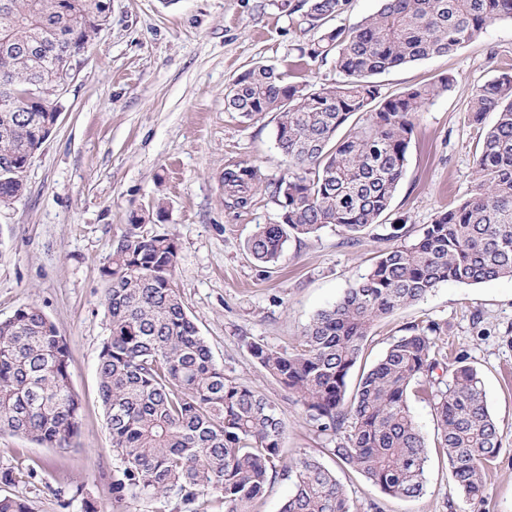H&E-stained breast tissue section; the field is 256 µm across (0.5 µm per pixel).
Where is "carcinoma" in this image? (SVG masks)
Returning a JSON list of instances; mask_svg holds the SVG:
<instances>
[{
  "label": "carcinoma",
  "mask_w": 512,
  "mask_h": 512,
  "mask_svg": "<svg viewBox=\"0 0 512 512\" xmlns=\"http://www.w3.org/2000/svg\"><path fill=\"white\" fill-rule=\"evenodd\" d=\"M303 24L320 36L298 46L312 62L332 57L339 80L316 87L271 66L240 73L225 93L244 121L276 114L275 143L288 173L273 187L278 221L259 224L246 249L274 266L292 238L336 226L349 239L377 223L403 177L412 118L451 75L394 95L377 76L451 54L488 26L512 20V0H381L356 23L330 22L350 0H307ZM111 18V0H0V172L33 158L62 111L63 71L82 56ZM496 113L489 129L487 113ZM468 121L481 131L467 197L448 203L409 243L381 251L373 266L330 308L319 312L290 349L259 343L261 367L330 436L323 453L390 497L421 494L427 438L411 395L431 403L438 447L466 499L482 496L488 467L502 450L477 369L448 354L445 329L411 326L356 384L348 379L374 326L443 282L480 284L512 277V66L476 88ZM260 189L258 171H224V193L246 207ZM22 196L0 175V209ZM142 219L112 250L103 269L110 334L98 357L100 393L112 452L121 461L112 495L174 501L173 512L214 503L252 512L282 477L292 491L280 512H354L347 488L315 456L285 462L284 424L248 384L218 366L174 285L177 243L145 234ZM68 348L50 318L28 305L0 321V432L67 448L77 433L79 399L70 384ZM441 370L448 380L434 377ZM0 512H31L27 500L0 497Z\"/></svg>",
  "instance_id": "1"
}]
</instances>
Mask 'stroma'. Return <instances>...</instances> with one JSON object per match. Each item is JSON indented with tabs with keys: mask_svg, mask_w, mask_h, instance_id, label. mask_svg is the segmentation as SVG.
Wrapping results in <instances>:
<instances>
[{
	"mask_svg": "<svg viewBox=\"0 0 512 512\" xmlns=\"http://www.w3.org/2000/svg\"><path fill=\"white\" fill-rule=\"evenodd\" d=\"M110 22L82 58L64 109L26 171V189L0 210V321L38 306L69 350L71 385L81 400L78 433L67 448L0 432V496L26 499L31 512H164L152 499L115 502L112 451L99 393L97 361L109 335L102 275L132 217L144 233L178 246L174 283L199 334L225 373L275 405L285 425L283 457L321 456L358 512H512V279L440 284L384 318L358 369L372 366L405 327L432 320L482 379L503 435L482 498L453 489L445 454L431 448L419 496H385L364 477L321 455L325 434L250 352L254 343L291 347L314 315L331 306L389 247L391 224L409 232L465 198L480 148L467 105L478 87L512 64V21L489 26L456 52L409 63L380 77L384 94L453 75L450 91L415 115L404 176L386 216L348 241L333 227L288 241L272 268L246 243L256 225L276 220L267 184L287 165L275 145V115L251 122L225 111L224 90L246 69L266 64L321 85L337 78L332 61L306 63L297 47L305 0H112ZM255 166L264 188L244 209L230 207L224 170ZM163 218H154L156 201ZM70 499L61 508V499Z\"/></svg>",
	"mask_w": 512,
	"mask_h": 512,
	"instance_id": "obj_1",
	"label": "stroma"
}]
</instances>
